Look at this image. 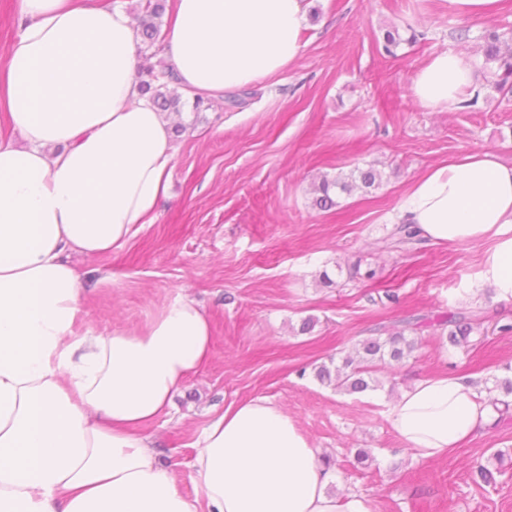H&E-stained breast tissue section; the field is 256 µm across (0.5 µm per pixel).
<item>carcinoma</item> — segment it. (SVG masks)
<instances>
[{
  "label": "carcinoma",
  "mask_w": 512,
  "mask_h": 512,
  "mask_svg": "<svg viewBox=\"0 0 512 512\" xmlns=\"http://www.w3.org/2000/svg\"><path fill=\"white\" fill-rule=\"evenodd\" d=\"M141 14L137 16V31L143 41L154 44L161 34V18L166 9V0H141ZM485 63L495 67L496 81L494 87L506 96L512 94V46L501 42L499 35L492 34L487 37L484 48ZM139 87L142 92L149 95L152 104L160 112L180 113L183 106L182 96L170 88L175 78L169 67L159 69L153 65L144 67L138 72ZM377 174L369 170H359L348 175H338L333 180L322 179L315 189L316 196L313 206L326 210L335 205L331 193L335 189L349 192L359 182L364 187L370 188L376 182ZM390 238L397 245H408L416 241V232L407 224H398L391 232ZM452 326L448 331V340L454 345L468 343V338L473 330L472 318L465 311H459L446 318H425L421 321H405L400 328L386 325L378 329V332L386 334V337H367L360 341L356 356L350 355L343 359L341 365H334V359L329 363H321L314 367L315 377L323 384L332 385L339 390L349 393H360L371 388L373 379L368 377L376 362L388 357L400 362L411 355L415 349V341L405 336V331L417 332L423 328L432 326ZM495 459L500 466L491 470L485 465H478L473 472V480L478 484L493 485L497 483L496 476L504 474L501 464L504 463V453L499 452Z\"/></svg>",
  "instance_id": "cac0c4a2"
}]
</instances>
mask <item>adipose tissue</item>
Returning a JSON list of instances; mask_svg holds the SVG:
<instances>
[{"label": "adipose tissue", "mask_w": 512, "mask_h": 512, "mask_svg": "<svg viewBox=\"0 0 512 512\" xmlns=\"http://www.w3.org/2000/svg\"><path fill=\"white\" fill-rule=\"evenodd\" d=\"M0 74V512H374L329 493L334 474L276 402L257 397L211 420L190 498L147 429L207 362L211 323L190 297L141 331L77 333L80 277L65 257L121 247L152 223L173 167L172 125L134 78L132 17L99 0H20ZM305 0H176L164 52L179 90L221 92L285 70L300 54ZM474 64L443 52L411 90L452 110ZM435 243L489 242L482 279L512 297V164L490 152L438 163L396 213ZM496 412L464 376L436 375L389 405L422 459L447 455Z\"/></svg>", "instance_id": "ef3b65f1"}]
</instances>
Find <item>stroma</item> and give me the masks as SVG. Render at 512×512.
<instances>
[{
	"label": "stroma",
	"mask_w": 512,
	"mask_h": 512,
	"mask_svg": "<svg viewBox=\"0 0 512 512\" xmlns=\"http://www.w3.org/2000/svg\"><path fill=\"white\" fill-rule=\"evenodd\" d=\"M307 18L301 53L256 82L259 100L231 108L214 96L196 112L185 98L170 193L154 223L105 255L72 259L89 289L76 330L138 331L181 295L206 311L212 354L148 430L188 496L198 491L191 461L202 428L230 404L266 397L375 512H512V419L423 460L392 431L384 405L435 373L482 384L512 365V333L499 331L512 323V297L480 279L488 244L386 245L391 214L430 166L480 151L512 163V99L495 90L483 54L489 34L512 36V0L470 19L450 0H308ZM463 25L475 61L469 104L423 108L413 76L457 50ZM389 31L400 37L391 56ZM357 167L378 173L375 188L314 207L322 178ZM457 311L473 316L468 344L450 346L444 328L421 331L411 358L380 370L382 388L349 394L314 377L315 365L352 352L376 325ZM360 448L372 458L355 468ZM499 450L506 474L493 487L474 484L470 467H495Z\"/></svg>",
	"instance_id": "obj_1"
}]
</instances>
